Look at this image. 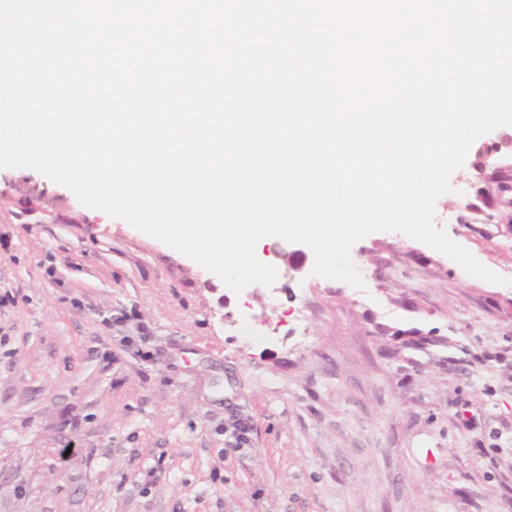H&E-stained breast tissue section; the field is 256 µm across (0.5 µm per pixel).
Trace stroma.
Returning a JSON list of instances; mask_svg holds the SVG:
<instances>
[{
  "label": "stroma",
  "instance_id": "35a3bbf8",
  "mask_svg": "<svg viewBox=\"0 0 512 512\" xmlns=\"http://www.w3.org/2000/svg\"><path fill=\"white\" fill-rule=\"evenodd\" d=\"M473 181L434 223L503 283L379 231L365 288L262 246L237 294L0 169V512H512V223L461 221Z\"/></svg>",
  "mask_w": 512,
  "mask_h": 512
}]
</instances>
